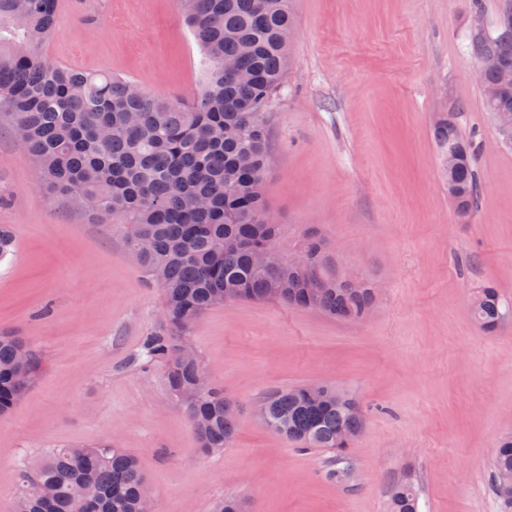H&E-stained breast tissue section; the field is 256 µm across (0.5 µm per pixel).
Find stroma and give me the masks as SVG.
Here are the masks:
<instances>
[{"mask_svg":"<svg viewBox=\"0 0 512 512\" xmlns=\"http://www.w3.org/2000/svg\"><path fill=\"white\" fill-rule=\"evenodd\" d=\"M290 64L273 100L274 163L264 190L282 247L306 228L342 266L381 284L363 323L278 303L209 310L190 342L240 405L234 439L206 453L145 337L164 333L162 292L131 259L120 225L41 186L0 112V325L41 368L0 418V512H15L20 469L48 450L106 440L137 457L156 512H386L413 479L419 512H501L491 460L512 432V317L488 336L472 303L491 285L512 304V146L475 79V31L497 34L512 0H288ZM49 60L192 98L202 55L177 0H58ZM457 115L473 136L480 205L458 216L434 125ZM330 383L365 410L355 478L327 476L329 453L297 448L255 414L267 393Z\"/></svg>","mask_w":512,"mask_h":512,"instance_id":"obj_1","label":"stroma"}]
</instances>
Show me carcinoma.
I'll return each mask as SVG.
<instances>
[{"label":"carcinoma","mask_w":512,"mask_h":512,"mask_svg":"<svg viewBox=\"0 0 512 512\" xmlns=\"http://www.w3.org/2000/svg\"><path fill=\"white\" fill-rule=\"evenodd\" d=\"M58 0H0V112L8 113L16 138L39 165L42 184L98 220L120 219L127 250L145 238L139 262L161 288L167 336L143 341L149 359L166 363V381L207 453L233 438L237 419L230 400L212 385L198 390V360L179 347L209 310L233 301L273 302L312 310L347 323H361L375 306L371 282L348 287L336 257L315 231L297 245L307 265L288 267L280 249L283 227L263 221V177L272 159L271 113L264 105L280 90L290 63L293 20L288 0H181L199 45L203 90L187 101L132 89L108 73L62 67L41 54L56 22ZM474 55L492 53L499 65L486 71L495 84L512 69V44L501 36H474ZM233 61L249 75L245 83L224 73ZM496 128L512 127V88L486 104ZM442 151L458 166L445 177L458 194L457 213L478 204L471 142L453 116L435 124ZM12 231L0 226V259L14 255ZM478 327L495 334L504 319L496 288L487 286L472 303ZM29 356H23V350ZM40 367L36 354L12 330L0 328V416L26 394ZM321 401L303 388L274 390L257 404L263 425L299 448H325L341 482L353 472L348 448L364 423L361 406L333 385ZM494 490L512 508V435L502 438L492 460ZM146 477L139 461L121 448L94 445L52 450L35 469H24L16 487L17 512H141ZM391 512H418L413 481L399 483Z\"/></svg>","instance_id":"carcinoma-1"}]
</instances>
